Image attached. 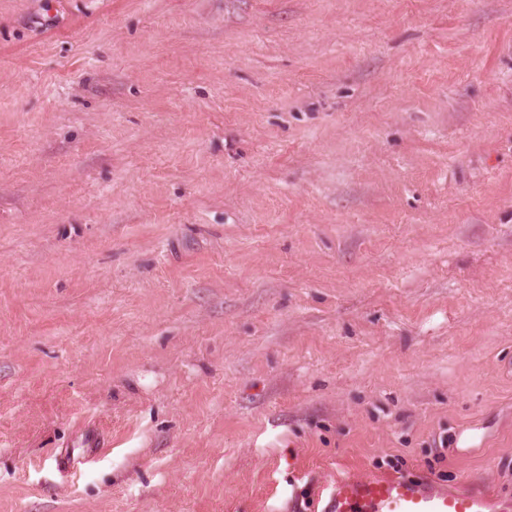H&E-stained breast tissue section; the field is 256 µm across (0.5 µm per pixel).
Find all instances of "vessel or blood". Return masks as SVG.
<instances>
[{
  "label": "vessel or blood",
  "mask_w": 512,
  "mask_h": 512,
  "mask_svg": "<svg viewBox=\"0 0 512 512\" xmlns=\"http://www.w3.org/2000/svg\"><path fill=\"white\" fill-rule=\"evenodd\" d=\"M324 512H512V495L490 498L414 477L355 475L330 487Z\"/></svg>",
  "instance_id": "vessel-or-blood-1"
}]
</instances>
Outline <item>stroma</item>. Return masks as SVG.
I'll return each instance as SVG.
<instances>
[{
  "mask_svg": "<svg viewBox=\"0 0 512 512\" xmlns=\"http://www.w3.org/2000/svg\"><path fill=\"white\" fill-rule=\"evenodd\" d=\"M347 473L512 493V0H0V512Z\"/></svg>",
  "mask_w": 512,
  "mask_h": 512,
  "instance_id": "obj_1",
  "label": "stroma"
}]
</instances>
